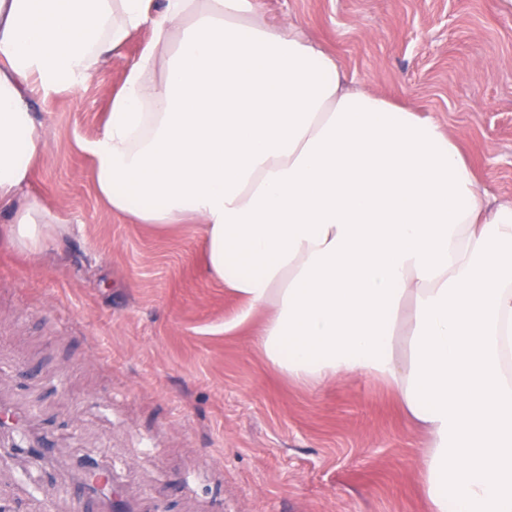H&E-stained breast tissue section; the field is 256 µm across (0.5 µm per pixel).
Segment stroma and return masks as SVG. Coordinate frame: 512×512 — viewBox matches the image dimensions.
Listing matches in <instances>:
<instances>
[{
  "mask_svg": "<svg viewBox=\"0 0 512 512\" xmlns=\"http://www.w3.org/2000/svg\"><path fill=\"white\" fill-rule=\"evenodd\" d=\"M301 22L363 88L430 117L481 186L512 200V0H258ZM133 33L85 86L31 110L46 130L28 184L66 229L42 255L9 241L0 206V407L52 454L35 462L0 427V512H75V462L99 459L130 512H426L427 433L366 375L311 387L271 368L266 312L204 272L188 224L112 213L84 142L129 65Z\"/></svg>",
  "mask_w": 512,
  "mask_h": 512,
  "instance_id": "stroma-1",
  "label": "stroma"
}]
</instances>
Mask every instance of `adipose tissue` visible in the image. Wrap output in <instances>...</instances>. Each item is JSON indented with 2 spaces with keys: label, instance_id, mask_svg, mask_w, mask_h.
Wrapping results in <instances>:
<instances>
[{
  "label": "adipose tissue",
  "instance_id": "ef3b65f1",
  "mask_svg": "<svg viewBox=\"0 0 512 512\" xmlns=\"http://www.w3.org/2000/svg\"><path fill=\"white\" fill-rule=\"evenodd\" d=\"M150 39L83 149L113 212L195 220L208 278L255 311L268 364L394 389L431 444L428 512H512V201L481 188L429 118L349 79L256 0H0V202L13 242L58 218L23 195L44 133L30 103ZM408 339L405 353L397 337Z\"/></svg>",
  "mask_w": 512,
  "mask_h": 512
}]
</instances>
